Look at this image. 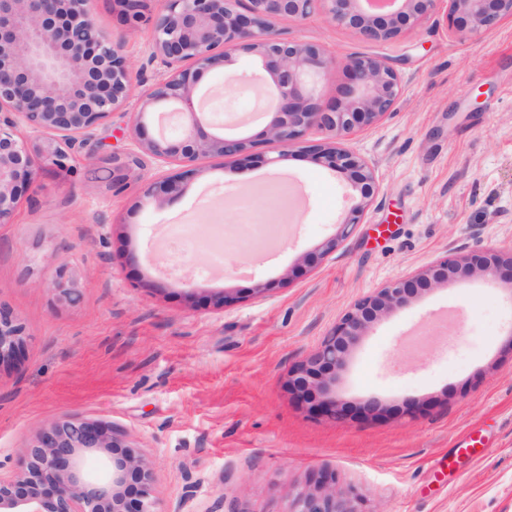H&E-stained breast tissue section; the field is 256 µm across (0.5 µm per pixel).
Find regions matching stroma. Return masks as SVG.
Here are the masks:
<instances>
[{"label":"stroma","mask_w":512,"mask_h":512,"mask_svg":"<svg viewBox=\"0 0 512 512\" xmlns=\"http://www.w3.org/2000/svg\"><path fill=\"white\" fill-rule=\"evenodd\" d=\"M93 8L141 65L149 25L123 24L111 0ZM277 27L337 62L366 54L397 69L391 112L341 141L374 169V201L318 257L345 213L347 178L267 142L257 151L279 156L277 168L203 157L179 196L147 208L141 187L162 169L119 188L84 174L87 158L131 146L128 114L110 115L83 135L72 174L41 172L32 201L0 224V304L27 333L0 363V474L15 472L41 426L73 412L140 447L165 512H210L224 496L239 512H288L324 471L365 512H512L511 283L451 281L374 324L337 376L343 421L290 385L362 297L450 253L512 250V21L470 41L442 8L385 43L319 14ZM231 68L237 83L216 70L199 90L231 128L258 133L261 69L244 55ZM278 220L269 257L249 228ZM168 224L203 238L225 225L222 264L203 275L207 252L161 249ZM131 252L138 264H124ZM63 275L81 290L76 305L57 299ZM472 431L482 453L449 465Z\"/></svg>","instance_id":"obj_1"}]
</instances>
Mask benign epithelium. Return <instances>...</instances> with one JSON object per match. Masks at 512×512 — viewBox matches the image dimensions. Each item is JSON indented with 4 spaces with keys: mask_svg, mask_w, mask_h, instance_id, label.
Returning <instances> with one entry per match:
<instances>
[{
    "mask_svg": "<svg viewBox=\"0 0 512 512\" xmlns=\"http://www.w3.org/2000/svg\"><path fill=\"white\" fill-rule=\"evenodd\" d=\"M113 0L128 25L148 21L151 28L147 65L155 81L131 113L135 150L101 161L112 184L126 182L144 167L176 164L181 171L147 183L142 203L149 205L181 192L196 175L201 157L252 158L261 140L281 151L264 163L274 166L297 145L329 170L347 176L354 202L337 233L320 255L346 239L377 194L374 170L337 142L312 141L315 130L349 135L387 114L401 93L398 71L386 60L359 55L338 64L313 43L289 40L277 29L282 19L305 20L322 13L337 26L354 31L367 43L396 39L430 15L441 0H393L394 11H367L365 0ZM93 0H0V224L12 222L23 195L46 165L70 170L78 136L124 109L142 68L130 62L123 38L97 22ZM448 18L460 40L477 37L512 20V0H447ZM236 53L253 56L266 73L261 92L269 122L256 136L227 135L197 112L200 76L225 71ZM342 68L347 79L342 99L326 104L316 92L319 80ZM172 109L180 119L174 134L149 133L154 114ZM479 276L512 281V250H472L449 254L421 273L395 281L359 300L294 371L293 386L313 391L320 409L341 421L346 414L336 396V372L346 366L351 347L380 318L408 307L421 290ZM67 305L80 291L55 283ZM25 345V328L14 312L0 305V360ZM104 451L107 476L90 477L82 458ZM354 491L339 487L336 474L323 472L313 487L300 492L288 512H364ZM0 512H163L146 458L117 430L78 414L63 413L39 429L20 469L0 475Z\"/></svg>",
    "mask_w": 512,
    "mask_h": 512,
    "instance_id": "benign-epithelium-1",
    "label": "benign epithelium"
}]
</instances>
